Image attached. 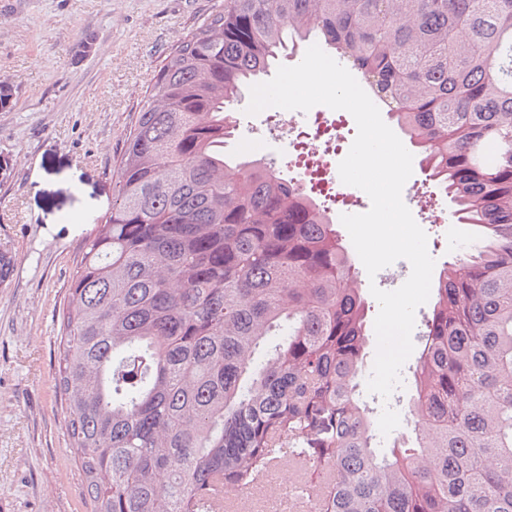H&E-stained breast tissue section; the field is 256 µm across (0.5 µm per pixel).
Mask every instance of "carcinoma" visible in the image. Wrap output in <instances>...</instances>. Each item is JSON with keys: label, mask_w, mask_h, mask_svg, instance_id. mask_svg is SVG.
Here are the masks:
<instances>
[{"label": "carcinoma", "mask_w": 512, "mask_h": 512, "mask_svg": "<svg viewBox=\"0 0 512 512\" xmlns=\"http://www.w3.org/2000/svg\"><path fill=\"white\" fill-rule=\"evenodd\" d=\"M224 0L164 59L71 276L55 377L92 512H213L286 454L312 512H512V0ZM468 32L461 41L458 33ZM318 44L474 229L377 451L368 306L336 218L224 151L234 106Z\"/></svg>", "instance_id": "carcinoma-1"}]
</instances>
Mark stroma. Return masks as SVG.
Instances as JSON below:
<instances>
[{
  "mask_svg": "<svg viewBox=\"0 0 512 512\" xmlns=\"http://www.w3.org/2000/svg\"><path fill=\"white\" fill-rule=\"evenodd\" d=\"M224 0H0V250L15 258L0 284V512H91L54 387L61 314L87 224L112 207L125 142L166 55ZM89 53H82L84 42ZM428 173L414 167L402 191L436 264L462 253L470 231L438 197L413 199ZM389 398L368 389L381 452L415 438L409 370ZM303 474L282 462L250 512H288Z\"/></svg>",
  "mask_w": 512,
  "mask_h": 512,
  "instance_id": "stroma-1",
  "label": "stroma"
}]
</instances>
